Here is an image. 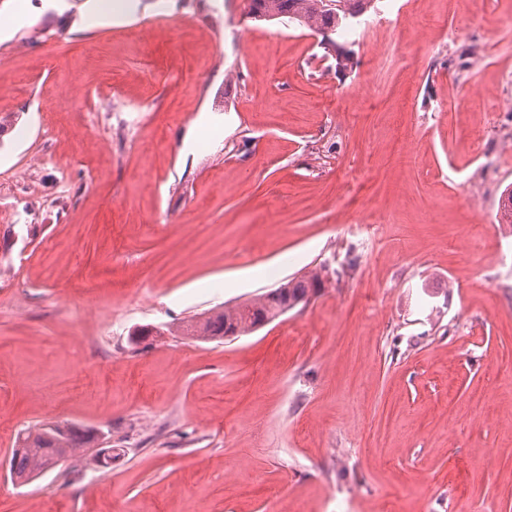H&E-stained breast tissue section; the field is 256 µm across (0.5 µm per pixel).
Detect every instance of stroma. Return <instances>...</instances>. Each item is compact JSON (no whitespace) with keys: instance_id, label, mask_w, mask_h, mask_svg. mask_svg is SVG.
Segmentation results:
<instances>
[{"instance_id":"35a3bbf8","label":"stroma","mask_w":512,"mask_h":512,"mask_svg":"<svg viewBox=\"0 0 512 512\" xmlns=\"http://www.w3.org/2000/svg\"><path fill=\"white\" fill-rule=\"evenodd\" d=\"M104 2L0 0V512H512V0L355 41ZM322 266L250 335L128 341ZM48 422L111 467L13 484Z\"/></svg>"}]
</instances>
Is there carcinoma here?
I'll return each mask as SVG.
<instances>
[{
	"instance_id": "1",
	"label": "carcinoma",
	"mask_w": 512,
	"mask_h": 512,
	"mask_svg": "<svg viewBox=\"0 0 512 512\" xmlns=\"http://www.w3.org/2000/svg\"><path fill=\"white\" fill-rule=\"evenodd\" d=\"M249 15L258 21L283 17L319 30L337 31L343 22L362 15L371 0H249ZM316 283H323L321 271L286 279L263 294L232 307L213 309L184 326L187 335L205 341H232L257 330V324L272 322L285 314L287 304L304 298ZM97 442L91 430L71 423L36 424L17 437L19 448L9 460L12 481L25 484L44 472L45 460H63L85 453Z\"/></svg>"
}]
</instances>
